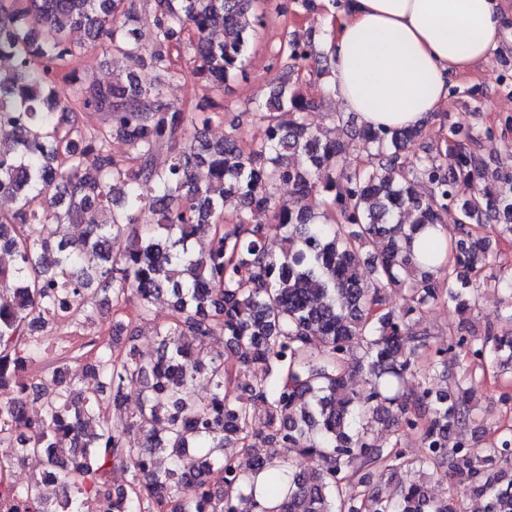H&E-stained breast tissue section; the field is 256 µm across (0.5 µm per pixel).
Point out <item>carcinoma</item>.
<instances>
[{"mask_svg": "<svg viewBox=\"0 0 512 512\" xmlns=\"http://www.w3.org/2000/svg\"><path fill=\"white\" fill-rule=\"evenodd\" d=\"M139 22L135 0H0V195L13 201L0 211V251L11 258L0 284H13L8 295L0 288V446L41 458L69 488L52 501L35 480L15 488L17 500L32 512H90L91 500L106 498L115 512H238L243 501L253 512H457L419 479L371 485L368 467L409 465L421 474L444 467L485 512H512V429L493 452L478 451L473 379L430 387L457 349L483 371L512 363V332H451L437 349L411 332L440 298L439 275L448 302L475 306L472 278L498 263L494 241L512 240V166L454 128L449 163L430 154L406 163L400 145L419 127L359 129L377 163L350 165L344 144L308 122L315 102L291 80L309 59L317 75L332 72L310 36L288 42L259 106L264 138L244 146L230 132L211 141L205 129L224 119V105L186 112L165 86L185 66L216 92L244 73L265 26L257 0H154L149 45ZM75 30L87 39L71 40ZM98 46L130 64L125 79L89 75L85 59ZM59 81L71 86L66 101L54 94ZM84 112L104 113L107 129H88ZM114 138L129 145L128 158L112 154ZM163 145L170 161L160 168ZM487 176L492 183L478 187ZM281 185L292 187L290 198H276ZM451 207L456 234L420 235L443 226ZM70 224L87 225L80 240L66 235ZM273 234L278 252L267 246ZM199 237L208 243L196 252ZM402 290L407 307L385 308L386 294ZM164 297L170 321L155 327V353L143 355L136 327L118 312L135 300L144 321ZM105 309L115 315L112 341L83 344L93 351L83 379L56 367L48 391L20 377L40 362L39 333L50 322L92 323ZM187 336L224 337L235 371ZM353 363L368 373L360 394L347 382ZM254 367L262 378L249 376ZM201 376L206 397L195 391ZM410 378L420 388L413 402L404 394ZM130 385L137 411L103 418V405L122 407ZM32 397L43 401L36 419L26 411ZM376 423L393 427L384 453L372 451ZM409 434L425 453L406 464ZM256 441L269 451L241 468L238 457ZM115 469L131 479L111 484ZM352 480L355 499L343 492Z\"/></svg>", "mask_w": 512, "mask_h": 512, "instance_id": "1", "label": "carcinoma"}]
</instances>
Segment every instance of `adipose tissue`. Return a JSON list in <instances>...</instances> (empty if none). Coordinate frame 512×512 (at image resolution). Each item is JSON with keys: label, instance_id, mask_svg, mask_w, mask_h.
<instances>
[{"label": "adipose tissue", "instance_id": "1", "mask_svg": "<svg viewBox=\"0 0 512 512\" xmlns=\"http://www.w3.org/2000/svg\"><path fill=\"white\" fill-rule=\"evenodd\" d=\"M496 0H350L326 48L335 96L362 124L429 121L500 40Z\"/></svg>", "mask_w": 512, "mask_h": 512}]
</instances>
